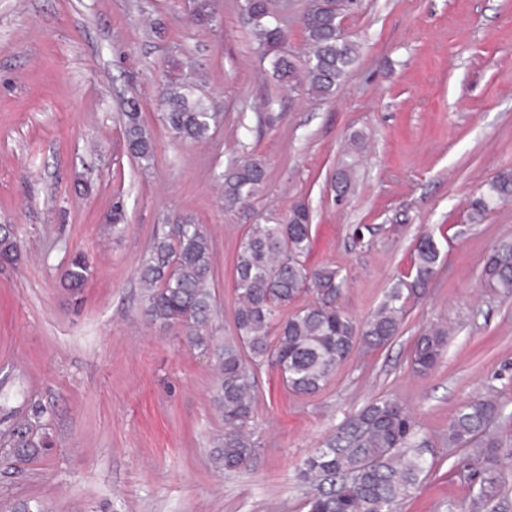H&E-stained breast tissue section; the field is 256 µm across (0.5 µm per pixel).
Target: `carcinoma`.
I'll return each mask as SVG.
<instances>
[{
  "mask_svg": "<svg viewBox=\"0 0 512 512\" xmlns=\"http://www.w3.org/2000/svg\"><path fill=\"white\" fill-rule=\"evenodd\" d=\"M310 0L301 21L308 52L301 64L280 49L286 42L275 0H241L240 13L264 56L272 58L275 77L288 86L321 99L332 97L355 61L358 43L349 38L342 21L358 6L345 0ZM186 78L165 85L161 122L181 141L200 143L210 138L220 114L209 111L194 95ZM124 136L135 158L149 162L154 140L143 122L137 101L122 112ZM354 164L346 163L333 182L343 195ZM267 169L254 156L231 162L224 170V210L240 208L264 184ZM512 201V169L502 170L471 201L472 220L480 222L499 203ZM312 213L297 202L282 216L270 212L245 231L233 267L237 300L235 335L219 343L213 336L215 295L211 240L204 225L190 218L163 224L144 254L139 278L145 314L162 329L180 328L187 342L206 355L215 370L212 403L224 421V433L213 439L210 456L226 472L252 466L261 450L253 431L257 375L264 366L276 369L283 385L296 395L323 389L337 367L361 348L375 351L401 333L408 303L422 294L439 266L440 249L434 236L424 233L415 243L414 272L387 292L376 311L357 322L336 305L346 283L340 269L306 263L312 248ZM19 248L11 227L0 224V260H17ZM91 273L87 257L76 253L64 274L66 287L76 291ZM482 277L504 297L512 296V242H503L487 256ZM312 300L288 306L305 295ZM448 343V328L430 325L416 337L412 370L427 375L439 364ZM501 406L489 398L470 400L448 424V444L464 447L463 462L475 460L470 512H483L496 503L505 485V465L512 459V442L492 429ZM7 447L16 455L34 458L46 450L35 440L31 425L19 423ZM428 440L409 411L396 399L379 396L347 416L333 434L303 459L298 479L309 488L308 512H402L429 472L423 448Z\"/></svg>",
  "mask_w": 512,
  "mask_h": 512,
  "instance_id": "cac0c4a2",
  "label": "carcinoma"
}]
</instances>
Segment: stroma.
<instances>
[{"instance_id": "35a3bbf8", "label": "stroma", "mask_w": 512, "mask_h": 512, "mask_svg": "<svg viewBox=\"0 0 512 512\" xmlns=\"http://www.w3.org/2000/svg\"><path fill=\"white\" fill-rule=\"evenodd\" d=\"M240 0H0V224L15 262L0 263V435L21 421L47 437L42 457L0 454V508L47 512H306L303 458L368 400L391 396L428 438L434 467L404 512L467 505L470 482L448 423L465 402L502 406L512 436V297L483 281L491 249L512 240V203L472 223L480 187L512 169V0H360L344 20L359 58L336 97L272 78L241 21ZM198 81L223 119L209 141L175 139L159 120L170 75ZM138 99L151 162L127 150L121 114ZM360 149H351L354 137ZM254 156L264 186L223 207L221 174ZM354 162L336 196L338 168ZM312 211L309 265L347 279L338 304L361 321L411 269L432 230L437 274L411 300L391 344L353 353L324 388L289 392L262 368L254 469L228 475L210 457L224 423L213 370L178 328L148 320L138 268L155 228L205 225L214 251L216 334L234 335V258L248 226L296 202ZM125 219L103 221L113 205ZM363 227L369 247L352 241ZM92 274L64 286L76 252ZM454 331L437 369L411 370L420 330Z\"/></svg>"}]
</instances>
